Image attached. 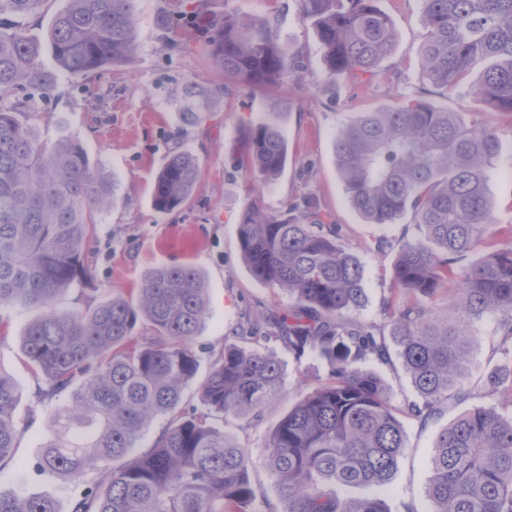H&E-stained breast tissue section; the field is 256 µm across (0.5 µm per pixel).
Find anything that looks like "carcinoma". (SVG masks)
Wrapping results in <instances>:
<instances>
[{"label":"carcinoma","instance_id":"cac0c4a2","mask_svg":"<svg viewBox=\"0 0 512 512\" xmlns=\"http://www.w3.org/2000/svg\"><path fill=\"white\" fill-rule=\"evenodd\" d=\"M44 0H0V311H34L20 337L25 364L39 375L37 402L50 407V438L35 464L83 484L70 512H245L256 498L251 453L215 421L250 427L284 387L285 363L268 349L280 341L299 359L326 362L330 381L297 401L262 448L283 512H389L377 497H342L336 486L381 487L392 480L405 431L388 386L364 368L395 349L416 399L410 416L425 424L450 400L473 398L467 384L477 323L497 316L501 363L487 380L497 396L475 405L438 434L427 495L432 512H512V227L496 223L489 187L507 145L496 128L437 108L423 93L394 107L360 112L339 129L336 166L352 208L368 223L411 217L396 245L394 288L386 302L391 340L353 317L366 293L359 258L310 200L280 213L250 201L238 224L242 258L264 284L285 290L288 315L268 325L251 317L225 338L224 352L200 384L202 408L187 407L198 376L191 342L207 317L206 283L193 266L148 272L137 298L109 295L63 308L95 278L87 244L95 213L113 186L83 143L49 147L29 123L61 76L97 73L133 54L137 0H66L47 32L53 68L26 20ZM425 41L421 76L450 94L465 90L512 119V0H421ZM323 48L327 79H369L397 46L379 0H298ZM190 31L170 48L201 45L220 79L186 84L181 123L205 122L227 82L281 86L304 67L301 51L269 20L218 16L206 0L187 13ZM279 127L259 122L241 139L237 161L266 184L285 168ZM200 174L188 148L172 150L153 188L170 212L187 201ZM151 326L141 344L135 331ZM21 391L0 370V470L14 456ZM165 428L130 457L156 417ZM102 474L86 480L88 472ZM0 512H60L50 494L0 490Z\"/></svg>","mask_w":512,"mask_h":512}]
</instances>
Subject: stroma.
I'll list each match as a JSON object with an SVG mask.
<instances>
[{
  "instance_id": "35a3bbf8",
  "label": "stroma",
  "mask_w": 512,
  "mask_h": 512,
  "mask_svg": "<svg viewBox=\"0 0 512 512\" xmlns=\"http://www.w3.org/2000/svg\"><path fill=\"white\" fill-rule=\"evenodd\" d=\"M218 12H234L252 19H267L280 29L284 41L299 46L304 55L300 75L275 90L258 91L244 85L214 103L208 120L198 127L182 126L177 98L187 80L209 84L218 75L199 53L172 52L170 44L183 29L175 20L176 0H139L136 12V49L123 63L105 67L90 76L63 77L54 98L36 105L31 124L42 141L80 138L91 160L116 184L108 206L96 215L97 235L91 243L95 254L92 290L68 295L63 307L94 304L104 292L136 295L144 275L155 268L192 265L201 270L208 288V315L194 347L201 356L200 374L223 351L224 340L244 313L275 320L287 312L285 291L256 281L245 265L237 228L245 206L260 198L266 211L276 213L292 201L310 198L340 225L342 241L360 258L368 304L362 320L383 324V302L391 294L395 250H378L380 237L398 238L403 224L380 228L367 223L351 207L336 168L334 140L349 116L390 107L420 86L424 39L420 0H380L394 22L398 44L383 63L381 75L356 82L340 81L335 94L323 90V51L311 26L303 19L297 0H211ZM169 25H160L161 17ZM436 107L464 114L469 120L497 126L512 143V121L478 101L461 94L429 90ZM276 122L288 141V162L272 183H253L235 164L238 141L249 125ZM192 150L201 162V175L181 207L157 212L152 205L155 179L174 143ZM498 224L512 226V153L498 159L490 182ZM31 310L15 307L0 312V369L19 385L22 396L16 410L20 435L14 462L0 470V488L28 494L49 493L68 503L80 487L47 474L33 465L49 436L43 406L33 393L37 376L26 367L19 338L31 320ZM471 350L470 385L482 389L499 353L496 317L487 315L478 325ZM272 349L285 361L287 377L282 397L265 412L262 424L247 430L236 420L224 423L226 435L253 449L251 480L257 490L253 512H265L266 503H277L273 479L256 450L270 427L309 387L326 380V364L311 355L294 359L282 344ZM461 411L451 404L427 424L409 415L400 420L406 448L391 482L379 495L390 512H431L426 494L429 461L436 437Z\"/></svg>"
}]
</instances>
